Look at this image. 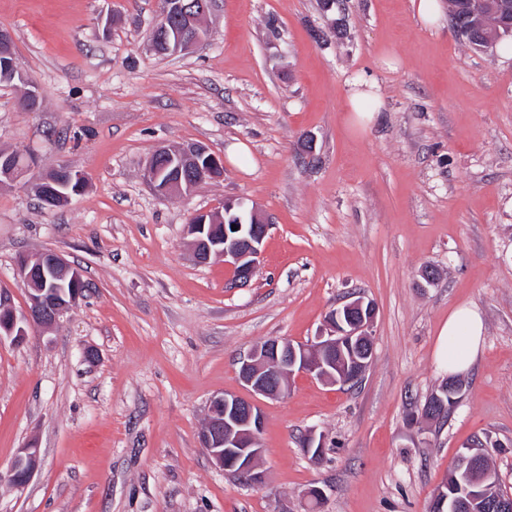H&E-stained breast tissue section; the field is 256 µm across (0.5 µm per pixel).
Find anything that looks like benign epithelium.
I'll use <instances>...</instances> for the list:
<instances>
[{"label":"benign epithelium","instance_id":"obj_1","mask_svg":"<svg viewBox=\"0 0 512 512\" xmlns=\"http://www.w3.org/2000/svg\"><path fill=\"white\" fill-rule=\"evenodd\" d=\"M160 8L155 26L161 28L164 37L150 41L155 52L176 54L190 49L205 36L202 20L211 10L213 0L208 3H193L188 0H159ZM512 36V24L495 27L485 33L479 41V49L490 52L505 37ZM209 154L201 144H190L178 149L158 147L143 170V178L152 191L160 197L186 196L205 182L224 177V160L210 154L209 170L199 171V158ZM24 157L20 151L0 154V184L17 182L24 177L26 169L18 159ZM57 169L66 177L56 183L53 195L71 200L72 184L79 186L87 182L84 172L60 164ZM239 204L226 200L223 210L199 212L187 224L191 236L193 257L205 264L212 259H221L233 271L232 286L248 283L262 253L263 241L269 229L268 218L260 211L251 210L245 223L234 226L224 223V214L235 210ZM19 273L24 275L27 305L22 313L12 304L9 293L0 290V341L10 338L16 342L28 336L33 327L48 328L69 313L83 299L79 289L82 281L79 271L62 255L47 251L35 258L20 257ZM71 276L70 292H47V281ZM345 312L347 322L336 324L340 312ZM376 310L374 304L357 297L331 310L324 319L321 333L309 344H295L283 338H270L254 346L240 361V378L245 386L266 398L275 399L285 395L288 382L296 372H303L333 385H351L358 382L372 359V327ZM342 336L348 344L362 350V359L354 364V372L340 375L332 371L336 361L330 356L336 346V336ZM264 426V417L259 404L239 395L221 394L212 397L208 406L207 421L202 431V444L213 463L234 476L242 475L248 482L258 485L264 482V472L258 470L257 460L261 455L258 436ZM487 451L483 441L471 443L464 454L470 473L477 474ZM39 463V449L29 445L19 450L9 469L8 481L22 489L28 483Z\"/></svg>","mask_w":512,"mask_h":512}]
</instances>
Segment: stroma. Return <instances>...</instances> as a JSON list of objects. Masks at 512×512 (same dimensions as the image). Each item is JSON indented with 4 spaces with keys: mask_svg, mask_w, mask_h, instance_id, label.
Wrapping results in <instances>:
<instances>
[{
    "mask_svg": "<svg viewBox=\"0 0 512 512\" xmlns=\"http://www.w3.org/2000/svg\"><path fill=\"white\" fill-rule=\"evenodd\" d=\"M344 5L339 34L319 0H215L206 38L159 56L157 0H0L41 98L24 112L22 86H0V151L34 157L25 182L0 185V290L24 310L17 261L46 251L89 285L56 325L0 341V473L40 450L24 489L0 483V512H431L485 436L512 493V49L474 50L411 0ZM361 77L377 97L346 111ZM191 143L223 158V180L157 196L146 161ZM62 163L87 185L43 208L28 185ZM227 199L270 220L242 288L185 234ZM355 295L376 307L365 375L294 374L259 401L265 484L225 475L201 443L211 398L249 397L253 346L313 341ZM464 305L484 338L438 423L422 407L448 376L439 331Z\"/></svg>",
    "mask_w": 512,
    "mask_h": 512,
    "instance_id": "obj_1",
    "label": "stroma"
}]
</instances>
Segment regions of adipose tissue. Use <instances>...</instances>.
<instances>
[{
    "mask_svg": "<svg viewBox=\"0 0 512 512\" xmlns=\"http://www.w3.org/2000/svg\"><path fill=\"white\" fill-rule=\"evenodd\" d=\"M483 334L484 322L475 308L462 306L449 314L436 346V356L449 374L463 372L474 363Z\"/></svg>",
    "mask_w": 512,
    "mask_h": 512,
    "instance_id": "ef3b65f1",
    "label": "adipose tissue"
}]
</instances>
